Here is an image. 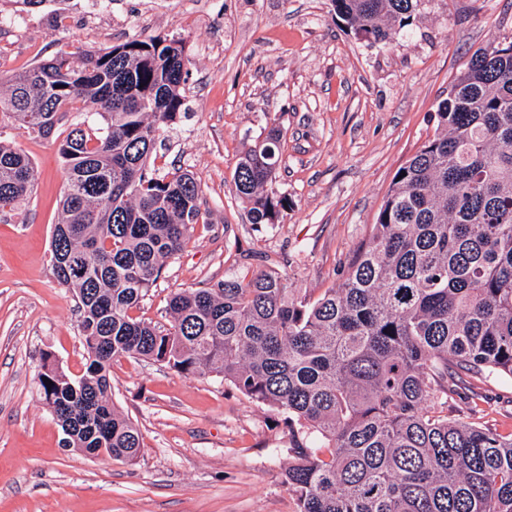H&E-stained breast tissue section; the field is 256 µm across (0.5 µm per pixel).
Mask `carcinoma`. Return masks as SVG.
I'll return each instance as SVG.
<instances>
[{"instance_id":"1","label":"carcinoma","mask_w":512,"mask_h":512,"mask_svg":"<svg viewBox=\"0 0 512 512\" xmlns=\"http://www.w3.org/2000/svg\"><path fill=\"white\" fill-rule=\"evenodd\" d=\"M331 2L372 44L410 26L422 5ZM188 64L180 40L133 39L78 60L57 54L0 81V112L20 130L48 135L74 114L51 262L79 301L88 362L80 376L48 360L39 373L65 446L139 457L141 433L111 403L109 371L146 358L214 373L284 415V482L298 512H512V432L448 418L462 394L481 413L473 384L512 378V41L471 54L339 284L312 300L275 271L226 277L175 293L161 329L131 310L201 218L190 172L149 168L157 132L185 108ZM281 140L271 125L234 168L256 225L294 207L271 188ZM33 189L32 161L0 137V211Z\"/></svg>"}]
</instances>
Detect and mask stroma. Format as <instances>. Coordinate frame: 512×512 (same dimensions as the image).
<instances>
[{"mask_svg": "<svg viewBox=\"0 0 512 512\" xmlns=\"http://www.w3.org/2000/svg\"><path fill=\"white\" fill-rule=\"evenodd\" d=\"M89 0H0L23 15L9 36L10 77L60 52L79 57L134 38L183 41L187 108L161 132L155 167L190 171L202 223L165 266L135 318L169 324L171 296L229 274L273 270L299 293L340 281L376 220L396 171L419 149L469 54L512 41V0H424L385 45L357 38L331 0H101L108 25H88ZM283 133L273 185L294 203L274 225L249 223L235 164L267 127ZM0 134L34 164L31 198L0 213V512H297L284 483L291 438L280 415L212 374L138 358L114 361V407L140 430L127 464L63 447L40 393L44 357L82 374L77 300L56 279L50 242L66 190L56 135ZM485 419L512 430V379L489 378Z\"/></svg>", "mask_w": 512, "mask_h": 512, "instance_id": "obj_1", "label": "stroma"}]
</instances>
